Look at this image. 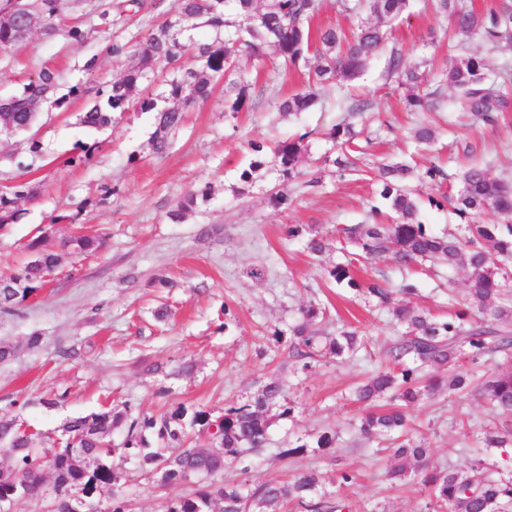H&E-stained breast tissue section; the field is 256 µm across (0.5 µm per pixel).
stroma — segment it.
I'll use <instances>...</instances> for the list:
<instances>
[{"mask_svg": "<svg viewBox=\"0 0 512 512\" xmlns=\"http://www.w3.org/2000/svg\"><path fill=\"white\" fill-rule=\"evenodd\" d=\"M96 2H60L62 18L85 30L83 41L38 28L0 51V99L21 93L45 67L58 73L57 94L63 99L61 107L40 112L32 129L40 154L30 153L26 138H0V191L20 182L36 189L17 201L19 219L0 230V277L16 273L29 256L28 244L38 237L47 238L62 257L37 295L14 313H0V344L16 351L13 360L0 364V415L19 417L46 447L70 417L109 407L129 421L181 405L220 415L226 407L249 403L275 379L291 414L270 409L266 447L252 455L249 469L225 467L217 483H286L315 470L322 491L341 494L366 512H423L420 485L387 479L388 456L375 454L360 434L364 407L350 396L380 363L394 334L390 318L368 297L328 276L343 259L336 249L337 228L368 222L371 206L381 202L376 183L328 168L314 187L300 178L280 182L276 171L267 169L250 183L238 175L252 159L249 141L269 146L301 133L308 139L299 167L314 170L332 152L328 130L347 120L354 123L355 142L368 166L399 161L413 153L412 132L424 121L437 131L426 158L441 166L446 178L439 183L413 178L407 186L423 202L420 219L428 230L456 231L462 221L442 197L457 191L467 162H491L493 175L512 184V106L485 122L458 113L449 90L440 110L406 111L402 90L387 76V60L397 47L407 64L428 61L439 68L477 52L495 71L512 64V43L488 49L480 37L456 34L445 16L422 10L423 0H409L392 24L388 49L348 88L325 91L321 108L291 116L277 112L281 99L304 89L307 70L284 69L271 56L250 75V100L242 112H225L224 93L216 91L189 107L185 124L170 136L168 153L157 158L150 148L153 113H119L101 130L84 127L80 117L94 90L120 77L125 67L108 46L145 36L177 13L179 0H142L138 11L114 15L105 26L91 14ZM354 95L370 99L372 112L355 119L337 106V97ZM82 147L90 150L89 159L70 164ZM207 185L213 188L208 203L182 222L169 220L186 193ZM280 186L293 199L289 208L269 201ZM292 225L300 227V236H287ZM80 234L101 236L105 244L91 254H72L69 242ZM313 238L326 244L321 255L308 250ZM161 279L168 287H158ZM413 279L418 292L410 296L411 305L438 318L467 296L462 270L444 278L420 271ZM312 302L325 310L315 324L318 335L356 330L364 348L353 359L341 361L326 350L306 368L293 356L287 332ZM160 308L167 311L162 320L154 317ZM277 330L283 333L278 342L272 338ZM35 333L43 341L32 350L26 341ZM50 398L56 406H47ZM408 414L432 461L465 468L487 455L512 470V446L486 450L472 442L474 429L512 425L511 414H490L480 396L443 390ZM327 429L337 434L330 456L311 445L314 435ZM300 439L309 442L307 453L280 457L281 448ZM346 469L358 481L341 491L336 475ZM112 470L126 512H163L166 499L188 491L184 485L161 487L158 476L117 455Z\"/></svg>", "mask_w": 512, "mask_h": 512, "instance_id": "35a3bbf8", "label": "stroma"}]
</instances>
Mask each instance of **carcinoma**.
Returning a JSON list of instances; mask_svg holds the SVG:
<instances>
[{"label":"carcinoma","mask_w":512,"mask_h":512,"mask_svg":"<svg viewBox=\"0 0 512 512\" xmlns=\"http://www.w3.org/2000/svg\"><path fill=\"white\" fill-rule=\"evenodd\" d=\"M435 8L447 15L457 34H478L488 43L503 39L512 42V5L503 3L479 16L464 0H433ZM27 15L32 21L52 31L59 13V0H27ZM340 12L359 16L369 12L392 22L407 9L409 0H337ZM321 0H181L178 17L151 30L144 39L131 38L126 43L112 44V55L129 58L123 76L112 82L82 118L88 127L102 129L112 123V115L133 106L143 112L156 113V129L151 138L153 154L161 156L169 148L168 134L184 122V110L159 105L151 95L134 97L139 85L156 69L172 68L168 96L186 103L204 101L224 85V111L239 112L247 105V68L264 64L266 49H273L285 67L304 65L308 68L307 90L294 94L277 106L284 115L307 112L319 102L318 91L333 82L356 78L368 62L390 39L391 29L381 23L359 24L351 33L340 27L313 28ZM219 33L211 41L185 40V32L195 28L196 21ZM21 39L20 26L0 18V49L6 50ZM489 64L480 54H466L441 71V81L456 93V104L487 121L492 113L509 105L512 89V66L500 67L498 80H489ZM388 76L407 89L408 110L423 112L438 105L437 95L425 91L427 74L417 65L405 63L398 49L391 50ZM59 75L44 68L22 93L0 102V126L31 128L32 113L45 106H56ZM309 133L288 137L273 149L272 168L284 181L303 175L300 158L305 152ZM356 133L349 123L331 129L330 138L336 156L326 157L324 164L339 173L356 170L351 157L355 151ZM254 159L240 174L244 183L265 168L264 145L249 142ZM416 176L433 182L443 176L431 164L424 172L407 164L382 165L379 170V195L386 211H375L370 224H356L337 229V241L358 250L365 262L390 254L398 265L408 268L425 262L461 268L467 272L469 290L460 308L446 319H435L396 298L417 292L412 282H404L393 291L379 281L359 283L352 261L338 263L328 270L336 284L361 289L375 298L395 324L405 331L387 347L378 368L354 389V396L368 406L387 398L391 407L370 410L360 419V432L369 440L391 444L392 461L386 475L396 481L414 480L426 493L425 512H512V474L484 459L475 460L464 469L430 463V449L409 435L406 409L433 394L442 385L463 392L473 382L471 369L485 364L493 353L512 354V288L505 283L503 271L512 263V188L492 175L491 164H473L460 175L455 196L448 198L456 214L468 221L461 237L436 235L419 220L420 206L405 186ZM31 193L29 186L19 183L0 194V228L13 218L14 200ZM212 197L211 187L191 191L168 213L174 222L182 221L186 211L206 203ZM493 212L499 221L479 222L480 216ZM29 249L32 259L16 274L0 279V311L12 313L42 290L47 275L58 267L61 257L46 241L33 240ZM320 308L309 304L302 308V320L292 327V351L296 357L314 358L315 337L309 332ZM329 350L338 357L357 350V333L340 331L331 339ZM480 394L497 409L512 411V370L492 372L480 386ZM282 386L271 380L259 390L254 401L224 409L215 415L199 408L184 406L160 416H145L131 423L121 448L125 456L150 472L160 475V483L187 484L190 493L170 498L164 512H251L295 501L311 512H343V499L322 496L313 500L320 486L318 473L308 471L293 482L276 480L244 483L236 486L217 485L211 479L224 471L227 464L240 465L248 453L264 447L270 421L267 412L274 406L287 416L292 408L284 404ZM122 414L102 409L86 416L67 420L61 438L49 448L34 446L32 434L15 418H0V448L13 458L12 468L0 479V500L10 496V477L29 486L30 498H37L45 481L44 470L54 472L55 512H75L78 499L94 500L104 488L114 484L110 457L112 430ZM207 433L212 444L208 448L184 447L188 431ZM473 437L485 448L512 445V429H483Z\"/></svg>","instance_id":"cac0c4a2"}]
</instances>
